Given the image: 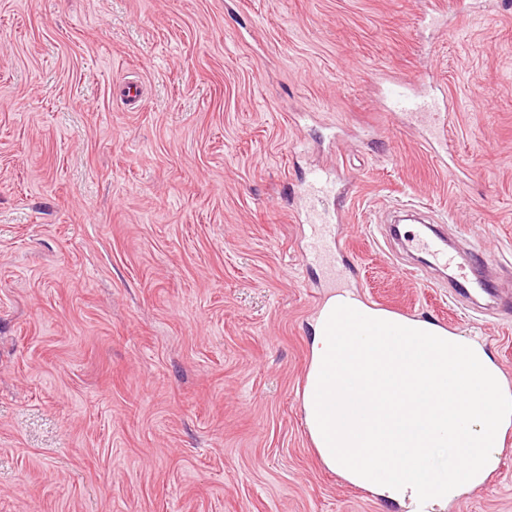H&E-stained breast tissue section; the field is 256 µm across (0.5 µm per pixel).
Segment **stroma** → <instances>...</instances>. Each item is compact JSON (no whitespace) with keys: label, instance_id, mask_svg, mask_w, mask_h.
Listing matches in <instances>:
<instances>
[{"label":"stroma","instance_id":"35a3bbf8","mask_svg":"<svg viewBox=\"0 0 512 512\" xmlns=\"http://www.w3.org/2000/svg\"><path fill=\"white\" fill-rule=\"evenodd\" d=\"M468 3L434 43L429 0H0V512H411L309 442L330 291L298 214L336 169L360 298L478 337L512 390V0ZM428 71L444 163L372 80ZM405 204L453 271L495 253L500 300L371 235ZM435 512H512V427Z\"/></svg>","mask_w":512,"mask_h":512}]
</instances>
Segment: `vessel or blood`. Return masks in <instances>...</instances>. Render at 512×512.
Instances as JSON below:
<instances>
[{
	"label": "vessel or blood",
	"mask_w": 512,
	"mask_h": 512,
	"mask_svg": "<svg viewBox=\"0 0 512 512\" xmlns=\"http://www.w3.org/2000/svg\"><path fill=\"white\" fill-rule=\"evenodd\" d=\"M379 80L385 86L388 111L412 117L420 126L422 139L429 147L446 150L450 105L434 92L439 85L437 77L430 74L423 79L411 80L383 74ZM338 185L339 180L333 170L318 169L312 172L303 193V214L312 229L307 251L330 288L336 285V268L343 248L333 222V213L340 199ZM413 245L417 250L428 253L435 262L448 264L447 252L424 232H417Z\"/></svg>",
	"instance_id": "obj_1"
}]
</instances>
